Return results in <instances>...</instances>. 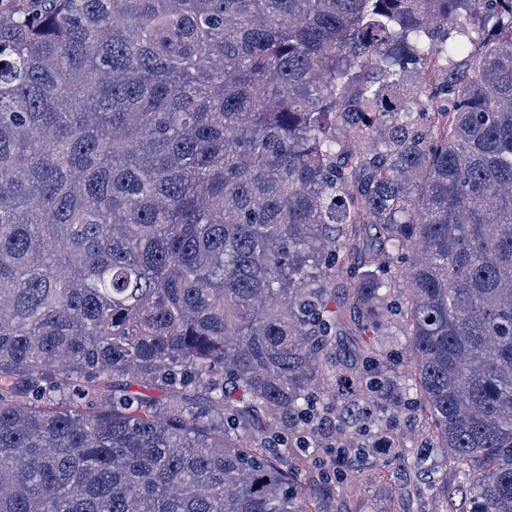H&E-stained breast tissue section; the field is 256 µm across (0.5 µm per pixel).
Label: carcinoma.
<instances>
[{
	"mask_svg": "<svg viewBox=\"0 0 512 512\" xmlns=\"http://www.w3.org/2000/svg\"><path fill=\"white\" fill-rule=\"evenodd\" d=\"M38 2L0 10V512H329L361 487L298 441L381 421L393 318L459 476L412 493L512 512V0ZM383 233L378 225L364 224L349 227L341 238L350 258L358 263H368L372 252L379 248ZM345 284L340 280L336 282V305L343 313L344 324L340 335V343L344 347L346 356L355 345L356 332L364 317V310L352 301L351 290H345Z\"/></svg>",
	"mask_w": 512,
	"mask_h": 512,
	"instance_id": "cac0c4a2",
	"label": "carcinoma"
}]
</instances>
